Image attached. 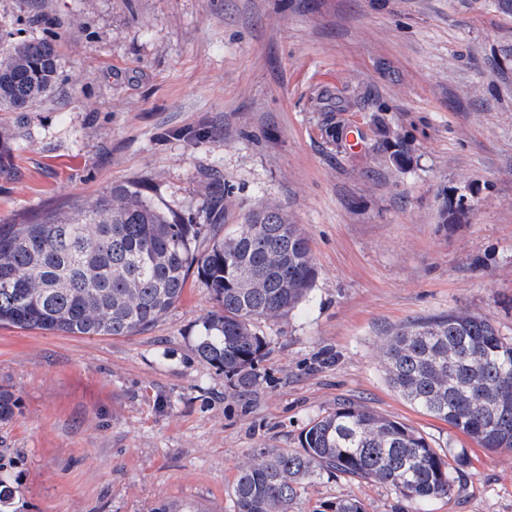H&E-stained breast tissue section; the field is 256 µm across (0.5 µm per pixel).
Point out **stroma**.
<instances>
[{"label": "stroma", "instance_id": "1", "mask_svg": "<svg viewBox=\"0 0 512 512\" xmlns=\"http://www.w3.org/2000/svg\"><path fill=\"white\" fill-rule=\"evenodd\" d=\"M0 22L60 60L54 98L0 112V222L136 183L201 223L218 182L219 233L280 206L318 270L305 302L260 323L268 354L234 394L193 349L213 306L194 280L133 336L0 327L16 512H234L248 450L299 448L344 400L464 453L458 488L425 512H512V452L400 398L381 350L397 326L452 310L512 338V0H0ZM345 498L416 512L326 473L293 512Z\"/></svg>", "mask_w": 512, "mask_h": 512}]
</instances>
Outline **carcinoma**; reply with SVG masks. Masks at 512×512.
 <instances>
[{
    "label": "carcinoma",
    "mask_w": 512,
    "mask_h": 512,
    "mask_svg": "<svg viewBox=\"0 0 512 512\" xmlns=\"http://www.w3.org/2000/svg\"><path fill=\"white\" fill-rule=\"evenodd\" d=\"M0 112H33L57 90L59 61L45 39H19L0 24ZM224 191L206 223L168 211L136 184H119L71 213L0 224V325L68 336H133L182 297L190 275L216 309L200 325L197 356L224 371L231 390L256 381L267 355L258 323L303 302L318 276L308 237L279 207L252 210L221 237ZM388 380L414 407L488 450L512 451V340L464 310L414 320L385 341ZM0 390V420L14 415ZM301 449L254 448L233 486L235 512H291L305 482L327 471L389 486L423 505L453 493L465 459L447 461L418 432L354 402L312 421ZM0 465V512L13 509Z\"/></svg>",
    "instance_id": "carcinoma-1"
}]
</instances>
